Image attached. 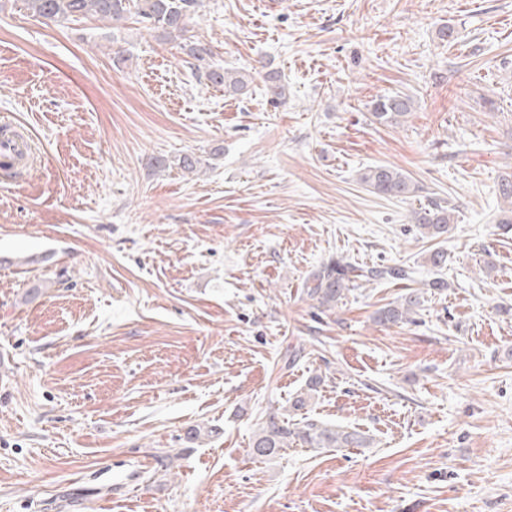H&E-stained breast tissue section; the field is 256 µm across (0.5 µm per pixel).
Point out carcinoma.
Wrapping results in <instances>:
<instances>
[{
    "mask_svg": "<svg viewBox=\"0 0 512 512\" xmlns=\"http://www.w3.org/2000/svg\"><path fill=\"white\" fill-rule=\"evenodd\" d=\"M26 9L33 16L53 22L77 20L89 16L113 21L122 19L125 14L135 12L141 21L167 34H182L187 19L197 12L201 0H24ZM207 79L215 86H224L235 95L248 92L250 75L211 68L206 72ZM265 83L272 99H283L287 86L275 71L265 74ZM414 108V101L408 95H387L372 101L371 115L380 124H393ZM359 180L369 190L386 198L405 197L414 192L415 187L408 175L389 165L370 166L360 174ZM502 209L498 223L512 224V175L502 177L498 184ZM413 223L425 237H439L448 232L453 217L451 209L433 204L421 207L412 214ZM411 272L404 267L356 266L340 259L328 264L312 274L313 285L307 287V295L325 306L341 300L348 291V283L357 279L405 280ZM421 304L420 294L412 291L400 300L390 303L377 312L380 323L396 324L411 320ZM321 384V377L313 376L307 384L308 392L294 397L288 408L267 412L258 424L250 441L252 454L260 458H273L290 444L302 448H368L372 438L356 429H336L323 425L308 417L293 423L289 416L297 414L308 405L312 392Z\"/></svg>",
    "mask_w": 512,
    "mask_h": 512,
    "instance_id": "1",
    "label": "carcinoma"
}]
</instances>
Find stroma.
<instances>
[{"mask_svg": "<svg viewBox=\"0 0 512 512\" xmlns=\"http://www.w3.org/2000/svg\"><path fill=\"white\" fill-rule=\"evenodd\" d=\"M202 2L174 37L0 0V115L43 157L0 180V512H512V0ZM393 93L413 111L374 122ZM374 164L415 192H370ZM336 258L414 277L324 307L306 281ZM420 287L413 321H374ZM315 375L308 417L373 446L253 457ZM206 76L213 85L224 86L235 95L246 94L251 82L249 74L224 70L221 67L209 68ZM414 101L408 95H387L372 101L371 115L380 124H393L412 112ZM498 196L502 204L498 216V224L509 226L512 224V175L502 176L498 184ZM452 209H447L437 203L430 207H421L412 214L413 223L425 237H439L448 232L452 223Z\"/></svg>", "mask_w": 512, "mask_h": 512, "instance_id": "1", "label": "stroma"}]
</instances>
